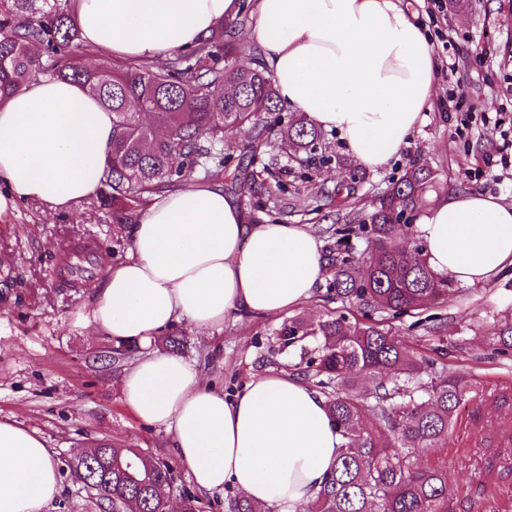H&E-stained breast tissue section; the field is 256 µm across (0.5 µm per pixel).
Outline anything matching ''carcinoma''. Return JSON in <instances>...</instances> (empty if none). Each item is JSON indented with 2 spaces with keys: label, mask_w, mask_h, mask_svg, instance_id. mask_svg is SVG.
Masks as SVG:
<instances>
[{
  "label": "carcinoma",
  "mask_w": 512,
  "mask_h": 512,
  "mask_svg": "<svg viewBox=\"0 0 512 512\" xmlns=\"http://www.w3.org/2000/svg\"><path fill=\"white\" fill-rule=\"evenodd\" d=\"M248 9L242 3L235 19L188 51L151 62L105 58L86 66L70 0H0V104L47 75L86 86L112 112V143L96 175L98 202L120 235L152 196L182 187L197 172L217 181L225 177L228 191L259 199L258 182L242 167L230 168L224 135L250 129L252 137L241 146L250 157L275 146L310 158L326 145L304 114L282 115L274 77L261 58L248 66L237 63L235 34ZM364 180L354 167L350 182L330 194L345 214L334 228L327 295L356 311H330L316 321L296 317L278 329L285 347L309 337L317 342L304 351L299 375L325 394L342 437L336 467L308 512H448L443 463L423 468L420 459L448 447L455 412L471 383L444 368L429 383L420 382L417 373L435 362L410 350L391 325L403 317L413 319V328L423 325L421 314L443 303L451 286L447 275L395 243L401 214L424 213L433 172L410 166L368 215L352 209ZM353 239L367 240V257L354 252ZM367 412L375 419H367ZM82 461L81 470H72L82 484L112 479V497L88 496L96 512L133 506L165 512L163 489L179 496L181 512H205L204 502L177 484L174 468L158 455L101 441Z\"/></svg>",
  "instance_id": "obj_1"
}]
</instances>
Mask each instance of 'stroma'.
Masks as SVG:
<instances>
[{"instance_id": "stroma-1", "label": "stroma", "mask_w": 512, "mask_h": 512, "mask_svg": "<svg viewBox=\"0 0 512 512\" xmlns=\"http://www.w3.org/2000/svg\"><path fill=\"white\" fill-rule=\"evenodd\" d=\"M411 3L432 43L435 93L408 146L383 168L367 170L358 197L372 209L382 192L419 163L436 177L428 204L455 193L490 194L511 204L512 166H501L500 151L512 141V0H445L441 12L431 11L430 0ZM452 93L460 101L451 113ZM324 138L327 163L301 164L272 150L261 154L246 169L269 186L261 208H251L244 195L237 201L251 223L305 225L326 255L336 247L329 231L336 208L317 204L315 195L344 181L349 167L340 136L331 130ZM112 236L104 209L93 199L70 211L17 202L0 213V419L35 428L52 449L60 490L47 512H86L85 493L68 463L100 440L160 455L173 464L179 484L193 486L176 455L173 432L141 421L122 398L121 378L132 359L95 363V356L111 350L112 340L79 320L90 303L91 283L129 254V240ZM83 240L96 251L79 273L64 250ZM444 308L448 325L436 332L411 328L406 318L394 323L415 351L472 383L457 408L447 449L427 453L421 462L445 463L448 512H512V359L497 356L492 345L512 324V267L482 283L453 282ZM280 325L277 318L239 314L209 336L185 323L177 331L185 357L230 398L252 376L292 373L294 360L280 351L274 335Z\"/></svg>"}]
</instances>
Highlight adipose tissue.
Here are the masks:
<instances>
[{
    "instance_id": "adipose-tissue-1",
    "label": "adipose tissue",
    "mask_w": 512,
    "mask_h": 512,
    "mask_svg": "<svg viewBox=\"0 0 512 512\" xmlns=\"http://www.w3.org/2000/svg\"><path fill=\"white\" fill-rule=\"evenodd\" d=\"M240 0H71L92 48L152 60L196 45ZM244 34L260 45L278 95L336 130L350 158L384 167L422 123L435 90L429 38L406 0H256ZM112 141V114L81 85L39 77L0 106L6 200L72 210L97 194L90 171ZM425 259L462 283L512 266V205L457 194L418 226ZM126 234L132 253L108 267L82 322L117 341L150 342L184 322L208 333L230 316L273 318L306 303L325 264L300 224H250L221 186L191 182L155 197ZM138 418L173 432L203 492L233 487L266 512H297L321 489L342 438L323 396L289 375L254 376L231 398L195 361L142 356L122 378ZM58 472L37 430L0 420V512H45Z\"/></svg>"
}]
</instances>
